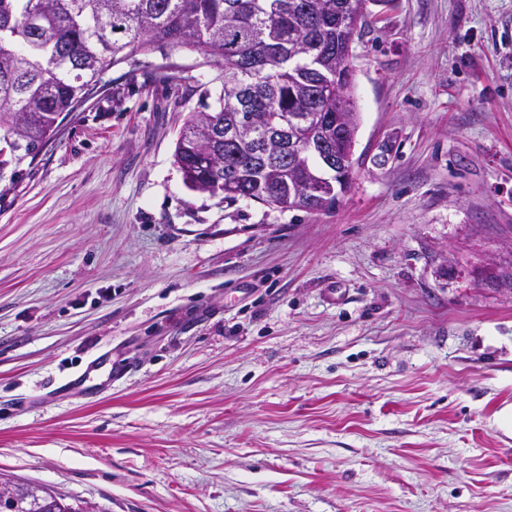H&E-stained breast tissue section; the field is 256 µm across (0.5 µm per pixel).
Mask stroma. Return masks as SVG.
Masks as SVG:
<instances>
[{
	"instance_id": "obj_1",
	"label": "stroma",
	"mask_w": 512,
	"mask_h": 512,
	"mask_svg": "<svg viewBox=\"0 0 512 512\" xmlns=\"http://www.w3.org/2000/svg\"><path fill=\"white\" fill-rule=\"evenodd\" d=\"M367 13L333 210L184 184L218 73L185 48L113 67L0 183V478L103 512H512V0Z\"/></svg>"
}]
</instances>
